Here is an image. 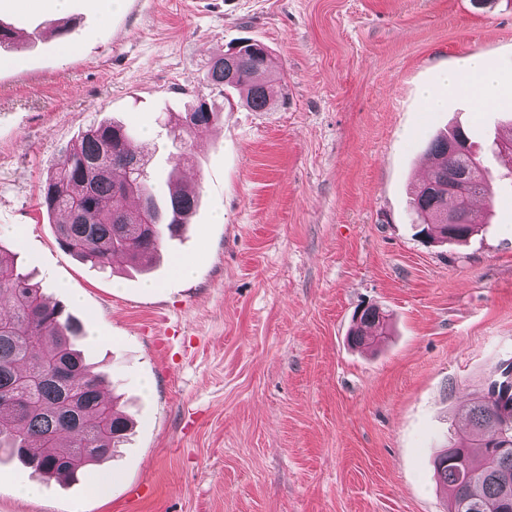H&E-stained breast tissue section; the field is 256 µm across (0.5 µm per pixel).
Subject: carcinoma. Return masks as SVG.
Listing matches in <instances>:
<instances>
[{
  "label": "carcinoma",
  "instance_id": "obj_1",
  "mask_svg": "<svg viewBox=\"0 0 512 512\" xmlns=\"http://www.w3.org/2000/svg\"><path fill=\"white\" fill-rule=\"evenodd\" d=\"M236 77L226 80L224 56L214 58L202 88L228 97L235 91L256 112L272 100L271 85L260 79L272 69L271 55L258 42L233 50ZM224 122L222 112L195 99L186 112L166 124L175 140L191 142ZM438 164L415 191L409 207L423 231L444 243L453 230L463 241L482 217L472 201L487 196L491 175L480 172L461 198L435 191L464 171L477 170L471 156L448 157V136L431 141ZM169 195L159 202L150 183L148 160L133 131L115 122L88 128L66 152L42 186L41 205L56 223L59 246L94 268L116 260L140 268L159 254L165 238L177 235L194 212L197 198L183 191L176 171ZM130 197L137 208H125ZM0 449L48 478L74 481L90 466L112 457L133 422L108 393L103 375L91 370L74 339L83 325L30 282L13 259L0 254ZM389 314L369 306L356 313L350 342L375 343ZM470 430L434 458L437 481L448 493V512H512V392L493 384L466 411ZM460 448L466 465L448 463V449Z\"/></svg>",
  "mask_w": 512,
  "mask_h": 512
}]
</instances>
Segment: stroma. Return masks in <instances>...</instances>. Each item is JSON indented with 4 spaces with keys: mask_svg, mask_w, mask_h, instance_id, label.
<instances>
[{
    "mask_svg": "<svg viewBox=\"0 0 512 512\" xmlns=\"http://www.w3.org/2000/svg\"><path fill=\"white\" fill-rule=\"evenodd\" d=\"M0 250L85 329L135 426L105 467L34 482L0 455V512H446L432 459L512 359V99L480 112L420 92L485 56L512 95V0H98L0 5ZM248 37L274 103L225 107L182 169L198 206L145 274L66 254L40 203L48 173L101 121L137 129L167 193L171 114L207 62ZM73 45L70 55L60 44ZM464 129L495 199L462 244L418 236L425 147ZM194 272H174L179 260ZM388 311L351 347L356 308ZM37 483L23 499L19 486Z\"/></svg>",
    "mask_w": 512,
    "mask_h": 512,
    "instance_id": "stroma-1",
    "label": "stroma"
}]
</instances>
